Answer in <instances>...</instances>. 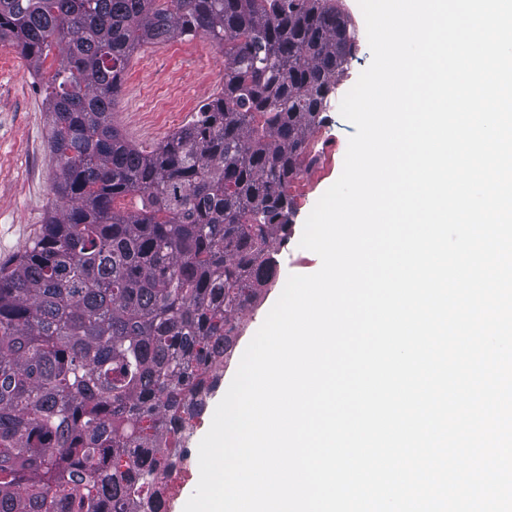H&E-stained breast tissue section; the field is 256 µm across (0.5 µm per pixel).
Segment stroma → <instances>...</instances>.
Here are the masks:
<instances>
[{
    "label": "stroma",
    "mask_w": 512,
    "mask_h": 512,
    "mask_svg": "<svg viewBox=\"0 0 512 512\" xmlns=\"http://www.w3.org/2000/svg\"><path fill=\"white\" fill-rule=\"evenodd\" d=\"M372 59L362 46L340 76L325 112L323 131L332 147L323 166L299 175L291 193L297 203L292 233L278 274L242 319V331L231 354L218 369L219 382L190 437L188 455L178 472L179 484L166 499L167 512H183L199 481L198 445L227 391L249 342L279 298L289 275H309L321 266L319 256L299 245L304 223L323 193L337 181L353 124L339 111L344 95ZM183 78V98H170L175 78ZM224 87V51L205 35L182 42L147 45L131 57L112 112L124 137L152 150L176 131L208 99ZM55 160L48 147V116L44 86L34 78L27 60L10 42H0V261L22 252L39 234L59 202L52 191Z\"/></svg>",
    "instance_id": "1"
}]
</instances>
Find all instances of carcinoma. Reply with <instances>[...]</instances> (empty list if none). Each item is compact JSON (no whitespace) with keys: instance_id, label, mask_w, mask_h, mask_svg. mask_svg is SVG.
Wrapping results in <instances>:
<instances>
[{"instance_id":"obj_1","label":"carcinoma","mask_w":512,"mask_h":512,"mask_svg":"<svg viewBox=\"0 0 512 512\" xmlns=\"http://www.w3.org/2000/svg\"><path fill=\"white\" fill-rule=\"evenodd\" d=\"M338 0H0L66 201L0 264V512H161L241 318L275 278L290 189L359 36ZM203 32L224 91L151 151L111 114L131 54ZM139 197L141 208L116 201Z\"/></svg>"}]
</instances>
